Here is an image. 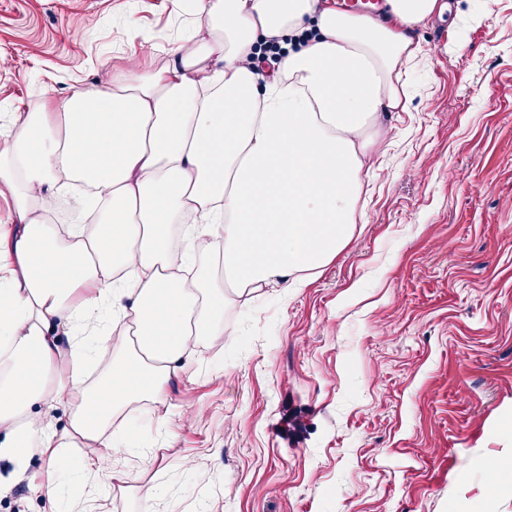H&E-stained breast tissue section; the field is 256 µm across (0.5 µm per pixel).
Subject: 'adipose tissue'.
Returning a JSON list of instances; mask_svg holds the SVG:
<instances>
[{
	"mask_svg": "<svg viewBox=\"0 0 512 512\" xmlns=\"http://www.w3.org/2000/svg\"><path fill=\"white\" fill-rule=\"evenodd\" d=\"M193 29L162 66L130 56L122 74L28 113L0 185V493L33 479L60 499L65 450L130 455L121 412L160 401L197 336L224 333V290L285 287L348 245L365 161L384 113L405 110L399 67L438 0H386L382 14L320 0H169ZM299 39L277 71L247 58ZM77 181L92 223L59 234L39 201ZM186 224L180 239L171 227ZM212 251L223 273L191 274ZM132 333L77 336L97 313ZM101 370L90 376L86 364ZM67 407L56 427L41 405ZM50 464L30 475V449Z\"/></svg>",
	"mask_w": 512,
	"mask_h": 512,
	"instance_id": "ef3b65f1",
	"label": "adipose tissue"
}]
</instances>
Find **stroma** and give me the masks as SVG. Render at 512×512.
Returning a JSON list of instances; mask_svg holds the SVG:
<instances>
[{"label": "stroma", "instance_id": "obj_1", "mask_svg": "<svg viewBox=\"0 0 512 512\" xmlns=\"http://www.w3.org/2000/svg\"><path fill=\"white\" fill-rule=\"evenodd\" d=\"M413 33L350 243L292 287L227 291L137 451L70 512H512V0H439ZM173 48L168 0H0V114Z\"/></svg>", "mask_w": 512, "mask_h": 512}]
</instances>
